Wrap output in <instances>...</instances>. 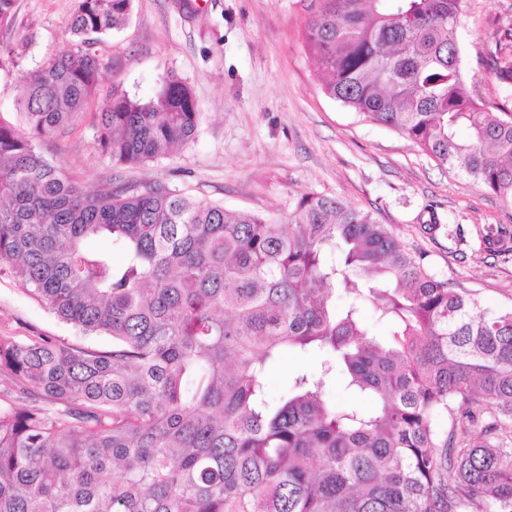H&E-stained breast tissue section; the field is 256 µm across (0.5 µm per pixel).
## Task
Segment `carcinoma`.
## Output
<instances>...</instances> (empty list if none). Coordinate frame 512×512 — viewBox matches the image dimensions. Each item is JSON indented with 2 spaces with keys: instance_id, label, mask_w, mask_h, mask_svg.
<instances>
[{
  "instance_id": "obj_1",
  "label": "carcinoma",
  "mask_w": 512,
  "mask_h": 512,
  "mask_svg": "<svg viewBox=\"0 0 512 512\" xmlns=\"http://www.w3.org/2000/svg\"><path fill=\"white\" fill-rule=\"evenodd\" d=\"M132 2L75 0L70 50L20 75L29 134L0 122V269L112 339L0 336V512H512V446L470 434L483 417L489 435L512 428V310H480L336 198L302 196L285 226L161 183L89 192L37 150L83 116L93 47ZM319 2L304 43L327 95L512 205V99L467 89V0ZM489 67L512 88V19ZM198 119L171 73L150 97L112 93L96 145L143 165ZM100 237L121 261L90 247ZM290 350L321 352V369L273 401L267 372ZM338 374L371 411L327 399Z\"/></svg>"
}]
</instances>
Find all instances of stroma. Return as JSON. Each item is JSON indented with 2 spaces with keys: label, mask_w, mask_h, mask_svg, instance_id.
I'll return each mask as SVG.
<instances>
[{
  "label": "stroma",
  "mask_w": 512,
  "mask_h": 512,
  "mask_svg": "<svg viewBox=\"0 0 512 512\" xmlns=\"http://www.w3.org/2000/svg\"><path fill=\"white\" fill-rule=\"evenodd\" d=\"M194 16L175 0H134L127 25L99 47L105 67L80 125L37 140V149L87 189L162 182L286 223L305 194L326 195L392 226L407 249L424 254L438 277L482 309L512 310V255L487 251L488 229L512 232V207L483 185L437 165L403 134L363 119L324 92L303 35L317 0H195ZM73 0H15L0 27V121L19 123V72L69 49ZM512 0H469L460 19L468 90L489 103L502 89L486 60L495 19ZM191 88L195 135L142 166L113 164L95 145V112L119 88L154 94L168 74ZM435 225L434 233L423 230ZM72 343L79 333L0 272V336L31 332Z\"/></svg>",
  "instance_id": "1"
}]
</instances>
